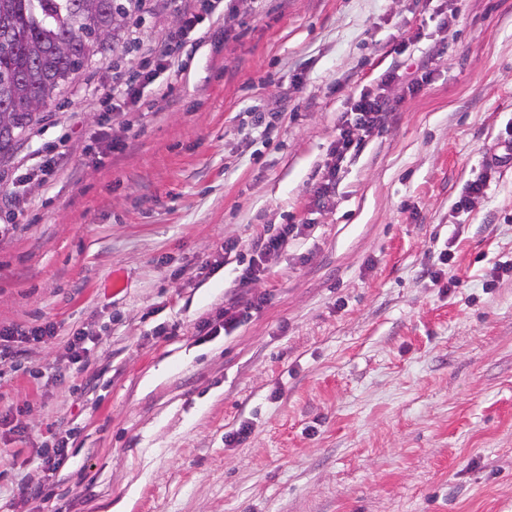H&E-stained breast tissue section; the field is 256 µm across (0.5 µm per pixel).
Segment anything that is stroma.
<instances>
[{"mask_svg": "<svg viewBox=\"0 0 512 512\" xmlns=\"http://www.w3.org/2000/svg\"><path fill=\"white\" fill-rule=\"evenodd\" d=\"M180 25L142 0L0 160L4 193L69 140L0 211V326L58 332L0 361V512H512V0H224L223 30L205 16L156 71ZM419 58L428 84L391 88L399 112L315 204L340 119ZM286 224L264 307L200 335ZM444 258L452 288L424 274ZM63 420L72 457L27 498ZM68 139L63 140L57 147L51 149L40 158V161L26 169L22 175V181H37L45 183L49 176H51L57 167H59L68 157L69 151L66 143Z\"/></svg>", "mask_w": 512, "mask_h": 512, "instance_id": "35a3bbf8", "label": "stroma"}]
</instances>
